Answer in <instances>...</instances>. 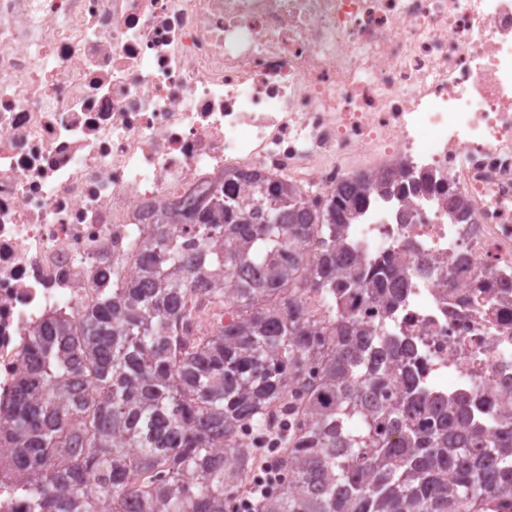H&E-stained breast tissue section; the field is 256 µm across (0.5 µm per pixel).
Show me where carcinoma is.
<instances>
[{"instance_id": "carcinoma-1", "label": "carcinoma", "mask_w": 512, "mask_h": 512, "mask_svg": "<svg viewBox=\"0 0 512 512\" xmlns=\"http://www.w3.org/2000/svg\"><path fill=\"white\" fill-rule=\"evenodd\" d=\"M394 176H359L321 211L285 181L239 174L161 213L136 270L82 321L53 316L25 356L29 372L0 412V465L33 512H226L238 492L256 512H512L507 410L418 388L409 342L389 317L409 267L362 259L348 224ZM233 279L231 290L197 285ZM224 325L187 344L201 303ZM401 384L399 400L392 386ZM287 483L250 485L269 414ZM65 454L69 464L56 466Z\"/></svg>"}]
</instances>
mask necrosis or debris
I'll list each match as a JSON object with an SVG mask.
<instances>
[{
	"label": "necrosis or debris",
	"mask_w": 512,
	"mask_h": 512,
	"mask_svg": "<svg viewBox=\"0 0 512 512\" xmlns=\"http://www.w3.org/2000/svg\"><path fill=\"white\" fill-rule=\"evenodd\" d=\"M247 168L317 208L353 173L408 171L347 236L364 259H468L412 273L393 326L424 389L500 406L512 0H0V408L40 324L134 267L155 206Z\"/></svg>",
	"instance_id": "1"
}]
</instances>
